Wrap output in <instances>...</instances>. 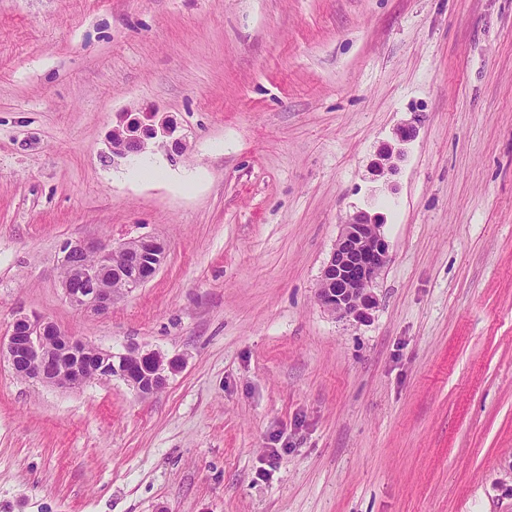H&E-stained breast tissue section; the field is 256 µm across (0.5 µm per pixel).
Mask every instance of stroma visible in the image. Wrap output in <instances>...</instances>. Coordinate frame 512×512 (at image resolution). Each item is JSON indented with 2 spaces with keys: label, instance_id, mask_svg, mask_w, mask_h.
Wrapping results in <instances>:
<instances>
[{
  "label": "stroma",
  "instance_id": "stroma-1",
  "mask_svg": "<svg viewBox=\"0 0 512 512\" xmlns=\"http://www.w3.org/2000/svg\"><path fill=\"white\" fill-rule=\"evenodd\" d=\"M147 108L163 180L108 149ZM361 212L358 320L317 288ZM142 235L153 279L66 301L63 241ZM20 313L182 364L143 398L0 358V512H512V0H0V338ZM381 224L363 215L342 224L333 251L324 265L317 291L319 303L339 316L362 317L372 308L370 292L388 258Z\"/></svg>",
  "mask_w": 512,
  "mask_h": 512
}]
</instances>
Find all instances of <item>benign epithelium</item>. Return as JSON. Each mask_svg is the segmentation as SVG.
<instances>
[{
  "instance_id": "benign-epithelium-1",
  "label": "benign epithelium",
  "mask_w": 512,
  "mask_h": 512,
  "mask_svg": "<svg viewBox=\"0 0 512 512\" xmlns=\"http://www.w3.org/2000/svg\"><path fill=\"white\" fill-rule=\"evenodd\" d=\"M176 126L166 120L126 117L125 124L112 131V159L118 160L146 149L155 139H168L180 146L175 137ZM117 250L136 256L137 261L121 266L113 264ZM167 248L151 236L119 243L84 238L68 240L59 250L61 286L68 302L78 310L104 313L112 308L118 294L112 289L117 279L125 291L142 287L164 265ZM388 258V244L381 225L363 215L342 225L333 251L324 265L317 291L319 303L339 316L362 317L372 308L370 292ZM91 353L108 359L112 370L107 377H117L138 395L148 396L167 384L169 375L181 368L180 360L166 359L154 351L134 349L118 358L64 333L51 321L39 315L19 314L5 339L0 340V356L7 358L14 372L57 388H78L88 380L82 365L83 356Z\"/></svg>"
}]
</instances>
